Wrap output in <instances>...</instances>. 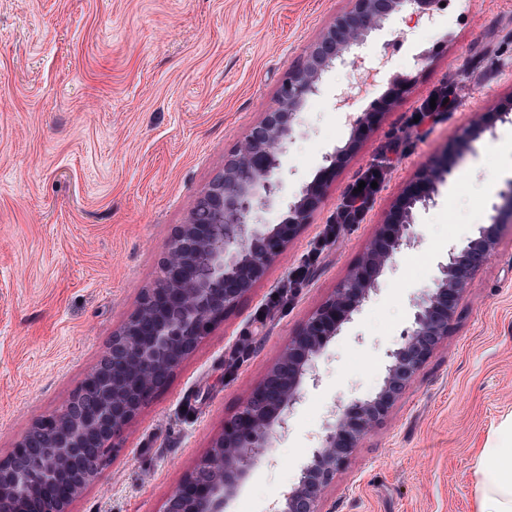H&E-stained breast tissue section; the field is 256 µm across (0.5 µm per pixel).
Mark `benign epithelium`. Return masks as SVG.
I'll list each match as a JSON object with an SVG mask.
<instances>
[{"label": "benign epithelium", "mask_w": 512, "mask_h": 512, "mask_svg": "<svg viewBox=\"0 0 512 512\" xmlns=\"http://www.w3.org/2000/svg\"><path fill=\"white\" fill-rule=\"evenodd\" d=\"M438 4L439 0H350L311 46L305 63L288 69L277 102L225 159L224 172L203 192L186 222L175 228L161 259V278L144 290L139 305L113 334L102 355L112 360V371L105 375L96 368L85 376L81 389L91 403L78 409L69 401L57 413L33 420L34 427L48 425L40 456L28 457L26 434L10 456L0 460V512H69L100 464L87 453L85 443L98 440L107 448L135 420L198 342L288 249L322 202L328 177L363 135L373 116L354 109L363 93L353 85L338 89L336 110L346 113L348 142L322 156L318 177L298 196L290 200L284 195L280 155L294 141L300 112L319 93L324 75L338 64L349 65L361 70L360 80L375 83L379 68L366 66L358 49L410 7L414 19L433 21ZM492 127L493 122L480 118L468 130L462 148ZM445 174L446 169L436 164L419 172L335 295L290 340L264 380L249 391L240 411L224 422L223 432L196 468L205 472L206 481L198 485L195 474L186 476L167 499L165 512H226L250 470L288 431L304 390L318 385L316 360L378 291L384 269L403 250L414 247V210L429 205ZM273 207L285 210V218L266 224L262 213ZM493 211L491 223L481 227L477 237L460 248H448L432 286L412 299L413 318L401 331L399 346L386 353L378 391L336 407L297 483L282 492L270 512H320L327 488L351 451L386 418L435 348L448 339L471 275L492 256L503 216L512 218V192ZM49 484L63 493L41 497Z\"/></svg>", "instance_id": "7a95c632"}]
</instances>
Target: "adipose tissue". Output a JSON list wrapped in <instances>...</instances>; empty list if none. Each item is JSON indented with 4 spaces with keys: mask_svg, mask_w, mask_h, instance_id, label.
I'll use <instances>...</instances> for the list:
<instances>
[{
    "mask_svg": "<svg viewBox=\"0 0 512 512\" xmlns=\"http://www.w3.org/2000/svg\"><path fill=\"white\" fill-rule=\"evenodd\" d=\"M475 465L480 477L477 512H512V422L480 449Z\"/></svg>",
    "mask_w": 512,
    "mask_h": 512,
    "instance_id": "1",
    "label": "adipose tissue"
}]
</instances>
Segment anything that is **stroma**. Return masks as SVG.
Segmentation results:
<instances>
[{"mask_svg":"<svg viewBox=\"0 0 512 512\" xmlns=\"http://www.w3.org/2000/svg\"><path fill=\"white\" fill-rule=\"evenodd\" d=\"M349 0H0V458L34 417L58 412L160 273L184 223L224 161L273 105L288 69ZM364 56L385 62L359 109L371 128L321 206L264 278L205 336L115 441L70 512H163L306 320L335 293L405 187L447 163L413 233L419 270L401 253L379 290L329 344L287 433L251 470L228 512H268L298 478L338 404L379 386L387 350L430 287L437 263L489 224L512 192V121L460 142L479 115L512 103V0H447L431 24L399 15ZM412 83L384 99L393 76ZM339 66L300 114L283 158L284 193L312 182L344 146ZM457 108L409 128L435 92ZM389 160L362 223L340 228L286 306L270 300L319 239L349 185ZM512 416V223L477 270L448 338L388 417L354 448L322 512H476V455Z\"/></svg>","mask_w":512,"mask_h":512,"instance_id":"stroma-1","label":"stroma"}]
</instances>
